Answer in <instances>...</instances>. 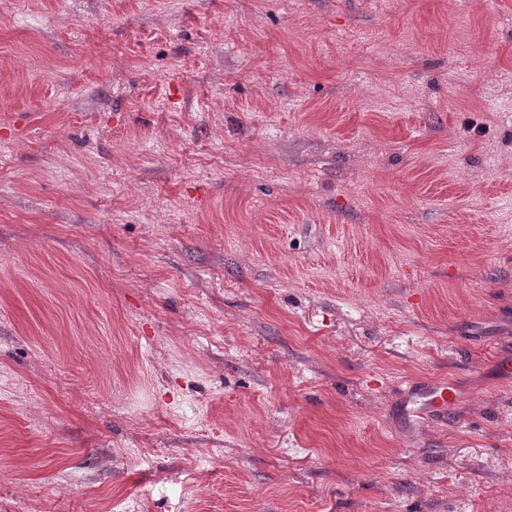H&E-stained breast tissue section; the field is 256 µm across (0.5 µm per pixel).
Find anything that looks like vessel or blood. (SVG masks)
Returning <instances> with one entry per match:
<instances>
[{
  "instance_id": "obj_1",
  "label": "vessel or blood",
  "mask_w": 512,
  "mask_h": 512,
  "mask_svg": "<svg viewBox=\"0 0 512 512\" xmlns=\"http://www.w3.org/2000/svg\"><path fill=\"white\" fill-rule=\"evenodd\" d=\"M460 393L454 380L422 377L405 382L397 392V406L402 418L413 422L422 417L447 420L458 405Z\"/></svg>"
}]
</instances>
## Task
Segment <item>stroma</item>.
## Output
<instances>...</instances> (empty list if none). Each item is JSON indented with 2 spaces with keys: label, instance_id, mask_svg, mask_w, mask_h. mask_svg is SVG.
Masks as SVG:
<instances>
[{
  "label": "stroma",
  "instance_id": "1",
  "mask_svg": "<svg viewBox=\"0 0 512 512\" xmlns=\"http://www.w3.org/2000/svg\"><path fill=\"white\" fill-rule=\"evenodd\" d=\"M494 97L512 0H0V512H512ZM460 399L456 382L447 377H422L405 382L397 392L400 416L414 423L424 416L448 420Z\"/></svg>",
  "mask_w": 512,
  "mask_h": 512
}]
</instances>
